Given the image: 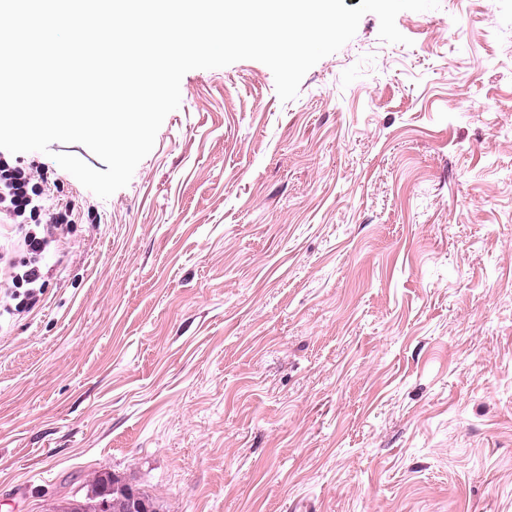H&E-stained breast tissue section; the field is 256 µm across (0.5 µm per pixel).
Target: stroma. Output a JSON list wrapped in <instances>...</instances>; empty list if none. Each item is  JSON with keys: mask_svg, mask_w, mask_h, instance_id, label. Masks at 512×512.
Wrapping results in <instances>:
<instances>
[{"mask_svg": "<svg viewBox=\"0 0 512 512\" xmlns=\"http://www.w3.org/2000/svg\"><path fill=\"white\" fill-rule=\"evenodd\" d=\"M365 14L281 101L195 69L41 305L0 316V512H512V0ZM112 485L107 477L93 487L92 494L88 497L92 499L93 509L95 512H113L114 508H120L122 504L118 499L112 500Z\"/></svg>", "mask_w": 512, "mask_h": 512, "instance_id": "35a3bbf8", "label": "stroma"}]
</instances>
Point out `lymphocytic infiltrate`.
Masks as SVG:
<instances>
[{
	"instance_id": "f902f5d3",
	"label": "lymphocytic infiltrate",
	"mask_w": 512,
	"mask_h": 512,
	"mask_svg": "<svg viewBox=\"0 0 512 512\" xmlns=\"http://www.w3.org/2000/svg\"><path fill=\"white\" fill-rule=\"evenodd\" d=\"M0 216L24 226L19 244L26 253L21 265L10 267L1 295L13 301L14 312L28 313L41 300L48 266L62 260L59 243L76 215L70 203L54 196L40 166L0 151Z\"/></svg>"
}]
</instances>
